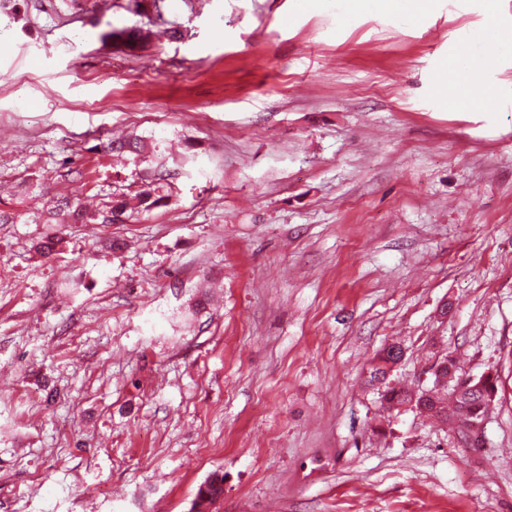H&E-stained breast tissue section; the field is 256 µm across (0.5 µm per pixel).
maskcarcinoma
Masks as SVG:
<instances>
[{"mask_svg":"<svg viewBox=\"0 0 512 512\" xmlns=\"http://www.w3.org/2000/svg\"><path fill=\"white\" fill-rule=\"evenodd\" d=\"M142 39L141 28L114 29L102 34V40H110L116 44L134 46ZM168 160L159 158L155 161L153 175L145 179L143 188L138 192L137 198L142 209L149 211L153 208L167 204L169 200L170 184L166 182L164 173L167 172ZM50 224L56 220L63 224H86L98 220L96 214H89L81 207L71 203L67 198L54 201L47 208ZM64 243V238L59 235H48L38 244L37 250L46 258L56 254ZM397 346L390 345L382 349L375 357L369 372L368 382L372 383L386 378L394 364L398 361L395 354ZM459 377V367L451 360H445L441 366V376L444 380H434L432 387L426 390V396L416 401L413 408L421 413H428L435 420L446 422L459 428L468 422L475 424L481 422L487 414L488 408L494 402L498 387L497 377L492 374H484L473 379L467 389L459 393L454 381L448 376ZM380 398L390 411L411 402V389L401 385H385L380 392ZM224 497V474L216 471L209 475L197 489L191 502L190 512H213L214 506Z\"/></svg>","mask_w":512,"mask_h":512,"instance_id":"1","label":"carcinoma"}]
</instances>
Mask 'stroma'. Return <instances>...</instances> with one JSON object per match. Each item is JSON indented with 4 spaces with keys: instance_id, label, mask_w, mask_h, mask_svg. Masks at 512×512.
Segmentation results:
<instances>
[{
    "instance_id": "35a3bbf8",
    "label": "stroma",
    "mask_w": 512,
    "mask_h": 512,
    "mask_svg": "<svg viewBox=\"0 0 512 512\" xmlns=\"http://www.w3.org/2000/svg\"><path fill=\"white\" fill-rule=\"evenodd\" d=\"M428 2L0 11V512H189L217 470V512H512V0ZM158 154L166 206L36 252ZM391 343L416 389L498 375L481 447L383 408ZM46 213L49 218L43 224H52V221L56 220L61 221V224H86L100 219L95 213H87L64 197L53 201L50 207H47ZM395 350L399 351L398 354L402 353L401 348L396 345H390L382 349L376 355L369 372V383L381 381L386 378V374L392 370L394 364L398 361V356L395 354Z\"/></svg>"
}]
</instances>
